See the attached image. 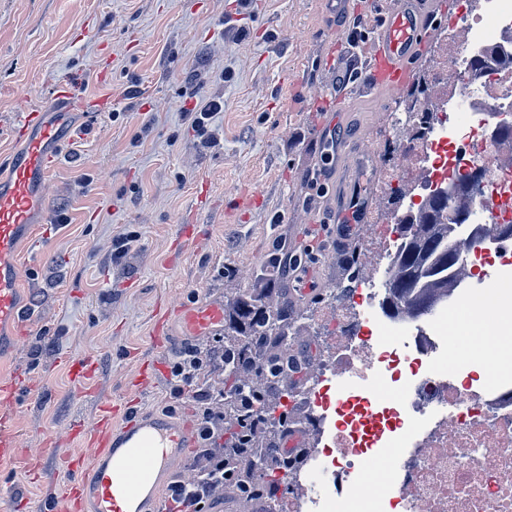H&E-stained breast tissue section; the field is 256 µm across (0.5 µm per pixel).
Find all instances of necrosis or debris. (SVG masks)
Here are the masks:
<instances>
[{"label": "necrosis or debris", "mask_w": 512, "mask_h": 512, "mask_svg": "<svg viewBox=\"0 0 512 512\" xmlns=\"http://www.w3.org/2000/svg\"><path fill=\"white\" fill-rule=\"evenodd\" d=\"M454 38L414 93L413 117L382 159L384 177H397L394 216L413 221L424 202L447 189L461 203L466 241L481 227L498 232L465 246L449 273L460 302L474 309L473 328L507 339L501 320L512 297V0H457L448 15ZM356 251L383 246L384 274L394 270L401 242L396 226L374 219L355 228ZM384 282L358 278L353 293L334 299L325 317L336 327L319 347L301 354L285 346L282 368L311 376L291 392L301 406L308 446L288 469L287 496L267 512H512V345L495 357L474 347L448 369V305L432 313L390 314ZM404 345L385 342L388 334ZM402 392L397 401L372 399L368 378ZM327 490L314 495L301 481L319 459ZM386 475L388 492L372 494L371 464Z\"/></svg>", "instance_id": "1"}]
</instances>
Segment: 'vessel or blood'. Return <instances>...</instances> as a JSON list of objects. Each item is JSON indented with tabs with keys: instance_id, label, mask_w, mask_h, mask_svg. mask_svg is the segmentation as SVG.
I'll return each instance as SVG.
<instances>
[{
	"instance_id": "b4317fda",
	"label": "vessel or blood",
	"mask_w": 512,
	"mask_h": 512,
	"mask_svg": "<svg viewBox=\"0 0 512 512\" xmlns=\"http://www.w3.org/2000/svg\"><path fill=\"white\" fill-rule=\"evenodd\" d=\"M438 12L437 0H394L382 11L373 31L372 57L354 79L358 96L371 102L398 97L413 80ZM355 15L354 0H323L322 23L333 32H342ZM105 108V101L87 100L65 89L42 109L26 111L14 129L23 148L0 170V347L15 346L29 316L23 304L28 273L21 251L35 239L51 170L77 128L76 117L88 122ZM323 137L331 150L329 162L317 169L320 194L327 205L352 207L349 185L357 152L338 141L335 125L325 126ZM175 316L185 335L204 337L223 327L224 304L198 300L178 306ZM72 434L81 448L62 459L72 478L60 496V512H153L159 498L156 489L140 494L130 510H123L121 501L140 486L146 471L173 475L195 441L190 427L121 399L100 404L93 423L76 422ZM18 453L13 425L0 416V462L13 461Z\"/></svg>"
}]
</instances>
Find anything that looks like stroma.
Wrapping results in <instances>:
<instances>
[{"instance_id":"35a3bbf8","label":"stroma","mask_w":512,"mask_h":512,"mask_svg":"<svg viewBox=\"0 0 512 512\" xmlns=\"http://www.w3.org/2000/svg\"><path fill=\"white\" fill-rule=\"evenodd\" d=\"M320 13L321 0H250L245 10L240 0H0L1 163L21 149L18 114L60 84L76 78L81 95L112 101L91 133L66 143L48 181L49 221L22 256L33 319L0 373L27 377L32 391L13 410L22 457L0 465V512H51L43 481L61 489L69 474L50 461L35 476L29 459L50 442L77 447L72 420L127 395L143 361L165 371L141 400L198 424L201 400L172 362L189 346H222L224 334L177 336L159 353L153 331L180 303L263 287L271 239L296 246L298 226L319 219L311 181L322 131L354 94L339 86L347 56ZM202 98L223 109L197 131L181 109ZM404 103L357 113L346 139L365 148L393 136ZM184 224L198 227L189 251L177 245ZM128 230L139 239L113 260ZM353 261L329 246L304 282L289 272V298L306 308L342 287ZM83 360L97 371L81 390L69 367Z\"/></svg>"}]
</instances>
